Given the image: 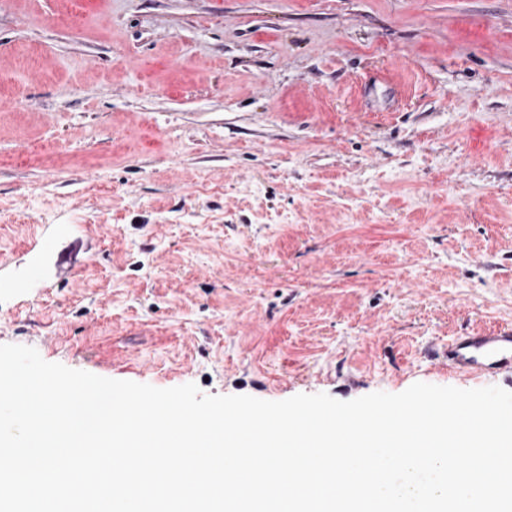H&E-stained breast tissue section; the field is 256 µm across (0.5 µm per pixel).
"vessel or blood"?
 <instances>
[{"label": "vessel or blood", "instance_id": "b4317fda", "mask_svg": "<svg viewBox=\"0 0 512 512\" xmlns=\"http://www.w3.org/2000/svg\"><path fill=\"white\" fill-rule=\"evenodd\" d=\"M448 369L486 378L512 373V328L467 333L448 342Z\"/></svg>", "mask_w": 512, "mask_h": 512}]
</instances>
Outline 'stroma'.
<instances>
[{"label": "stroma", "mask_w": 512, "mask_h": 512, "mask_svg": "<svg viewBox=\"0 0 512 512\" xmlns=\"http://www.w3.org/2000/svg\"><path fill=\"white\" fill-rule=\"evenodd\" d=\"M0 272L109 379L512 391V0H0ZM448 353V354H447ZM448 370L486 378L512 373V328L466 333L448 341Z\"/></svg>", "instance_id": "obj_1"}]
</instances>
